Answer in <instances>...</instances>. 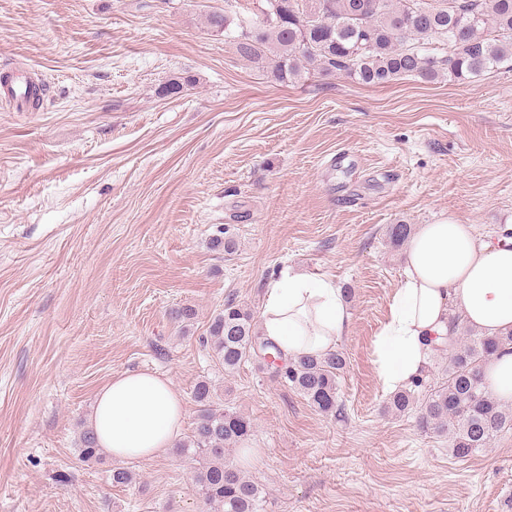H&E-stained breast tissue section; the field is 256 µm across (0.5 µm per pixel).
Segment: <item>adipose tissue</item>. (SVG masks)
I'll return each mask as SVG.
<instances>
[{
	"label": "adipose tissue",
	"instance_id": "ef3b65f1",
	"mask_svg": "<svg viewBox=\"0 0 512 512\" xmlns=\"http://www.w3.org/2000/svg\"><path fill=\"white\" fill-rule=\"evenodd\" d=\"M454 308L483 335L512 332V240H481L472 225L445 220L420 225L375 344L386 388L407 387L422 375L433 345L452 329ZM350 321L334 283L288 273L267 288L260 331L290 360L335 349ZM184 417V398L167 378L124 373L98 391L91 425L107 455L151 459L172 447Z\"/></svg>",
	"mask_w": 512,
	"mask_h": 512
}]
</instances>
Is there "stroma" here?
Returning <instances> with one entry per match:
<instances>
[{"mask_svg":"<svg viewBox=\"0 0 512 512\" xmlns=\"http://www.w3.org/2000/svg\"><path fill=\"white\" fill-rule=\"evenodd\" d=\"M252 0H0V72L36 74L37 110L0 101V512H200L195 464L83 460L98 390L166 375L183 434L209 380L253 433L226 456L262 512H512V430L456 458L388 412L375 342L403 280L395 224L512 230V71L384 87L275 80L213 31ZM176 76L190 83L162 92ZM236 248L211 249L218 230ZM293 271L332 281L340 418L204 344L227 299L260 315ZM189 306L188 326L172 309ZM124 466L135 479L113 486Z\"/></svg>","mask_w":512,"mask_h":512,"instance_id":"1","label":"stroma"}]
</instances>
